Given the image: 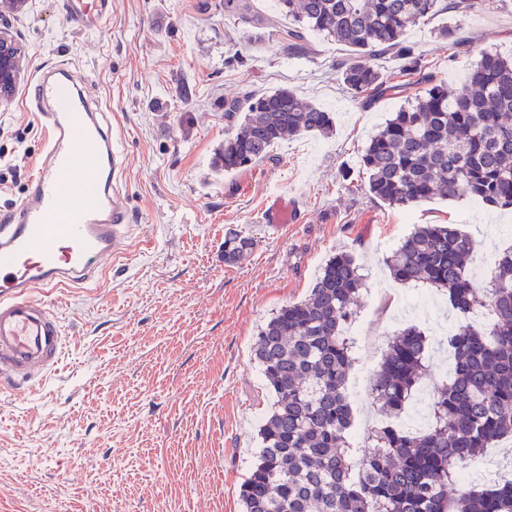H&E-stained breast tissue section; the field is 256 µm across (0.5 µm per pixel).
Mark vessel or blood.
I'll use <instances>...</instances> for the list:
<instances>
[{
	"mask_svg": "<svg viewBox=\"0 0 512 512\" xmlns=\"http://www.w3.org/2000/svg\"><path fill=\"white\" fill-rule=\"evenodd\" d=\"M65 8L74 28L98 32L112 0L93 12L85 0ZM25 100L46 132L44 151L19 210L0 220V386L18 395L59 368L65 336L53 292L100 284L131 227L124 158L76 68H46Z\"/></svg>",
	"mask_w": 512,
	"mask_h": 512,
	"instance_id": "vessel-or-blood-1",
	"label": "vessel or blood"
}]
</instances>
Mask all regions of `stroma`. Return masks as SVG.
<instances>
[{"mask_svg": "<svg viewBox=\"0 0 512 512\" xmlns=\"http://www.w3.org/2000/svg\"><path fill=\"white\" fill-rule=\"evenodd\" d=\"M251 3L249 23L224 0H112L96 34L73 30L63 0H31L4 21L26 68L0 106V152L22 169L0 187V218L21 205L45 145L25 91L44 68L73 61L110 114L133 227L100 287L55 293L66 336L56 374L21 397L0 393V512H40L48 501L63 512H243L239 486L274 402L252 353L257 329L309 294L330 255H356L357 347L382 350L408 322L437 334L426 314L398 313L401 298L431 287L396 282L387 268L414 225L469 232L481 279L512 248V209L464 196L406 210L370 196L360 156L402 96L362 105L336 68L348 47L311 32L305 55L285 56L287 17L269 0ZM444 25L468 53H452L437 34ZM405 39L436 80L461 88L481 50L512 52V0L432 17ZM280 87L332 112L333 134L280 143L236 173L215 169L225 99ZM277 198L293 202L298 223H266ZM229 231L256 241L237 264L224 261ZM372 375L361 357L349 373L358 426L379 413Z\"/></svg>", "mask_w": 512, "mask_h": 512, "instance_id": "stroma-1", "label": "stroma"}]
</instances>
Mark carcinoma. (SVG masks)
I'll return each instance as SVG.
<instances>
[{"label":"carcinoma","instance_id":"cac0c4a2","mask_svg":"<svg viewBox=\"0 0 512 512\" xmlns=\"http://www.w3.org/2000/svg\"><path fill=\"white\" fill-rule=\"evenodd\" d=\"M480 2L277 0L291 23L284 51L305 53L309 30L349 47L338 69L361 103L407 90L404 77L423 86L362 151L367 189L389 207L470 195L512 208V58L482 52L464 86L450 91L405 40L410 28L435 14ZM390 54L403 63L395 82L361 60ZM224 121L218 168L226 173L269 157L282 141L333 128L331 113L287 87L224 100ZM255 245L249 236L227 233L224 262H241ZM473 252L471 236L453 225L421 224L387 258L395 280L446 291L458 320L447 337L454 370L436 386L431 423L422 432L395 422L427 376L433 343L410 326L388 341L372 377L383 420L364 448L350 442L354 417L346 383L355 358L347 326L364 286L353 255L330 257L308 297L280 307L261 325L254 357L276 403L259 429L258 461L240 484L245 512H512V478L462 486L448 498L461 470L512 437V249L498 255L482 285L469 272ZM479 309L491 322H466Z\"/></svg>","mask_w":512,"mask_h":512}]
</instances>
